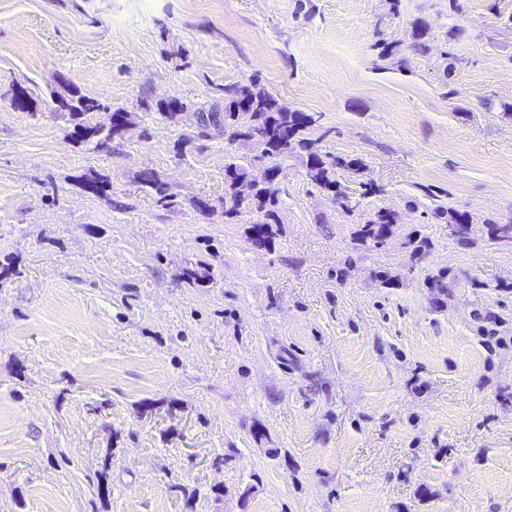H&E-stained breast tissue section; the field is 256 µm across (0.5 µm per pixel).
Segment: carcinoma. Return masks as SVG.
Wrapping results in <instances>:
<instances>
[{"instance_id": "obj_1", "label": "carcinoma", "mask_w": 512, "mask_h": 512, "mask_svg": "<svg viewBox=\"0 0 512 512\" xmlns=\"http://www.w3.org/2000/svg\"><path fill=\"white\" fill-rule=\"evenodd\" d=\"M224 139L230 143L247 144L249 134L254 130H267L275 125L287 131L284 143L277 146L275 161L279 164L288 158L300 154L304 158L306 175L317 186L334 192V198L341 208L349 209V196L336 187L334 179L338 167H362L357 159L345 160L338 156L324 154L316 146L315 141L308 138L311 128L308 115L292 109L280 102L265 88L257 83L249 85L228 84L224 86ZM70 110L74 121L73 134L76 139L87 142L91 139L107 142L117 136L114 127L124 120L123 112L112 113V127L102 129L90 124L86 115L95 112L100 104L92 99L80 96L74 103H63ZM251 159L248 156H231L224 167V215L229 218L238 216L241 207L246 206L258 213L263 219L260 224L252 227L253 235L270 238L269 225L276 223L275 207L278 204L279 189L271 184L261 188L246 198L238 194V183L250 178ZM434 215L446 220V223L457 228L458 243L470 244L466 225L472 223L469 214L460 212L453 207L436 204ZM396 223L395 214L379 210L366 221L361 235L376 243L382 242L391 232Z\"/></svg>"}]
</instances>
